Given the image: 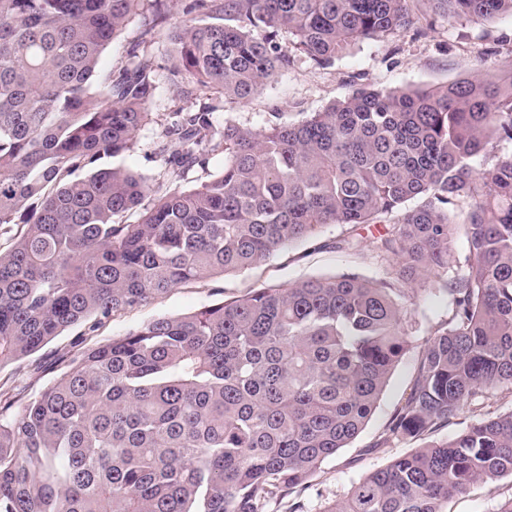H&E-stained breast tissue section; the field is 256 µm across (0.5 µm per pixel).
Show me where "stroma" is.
<instances>
[{"label": "stroma", "instance_id": "35a3bbf8", "mask_svg": "<svg viewBox=\"0 0 512 512\" xmlns=\"http://www.w3.org/2000/svg\"><path fill=\"white\" fill-rule=\"evenodd\" d=\"M412 8L418 18L417 28L363 41L326 67L291 53L288 67L265 81L249 101L233 102L218 94L210 95L207 101L218 106V119L243 127L261 126L273 112L296 122L359 87L393 90L443 86L475 70L496 75L512 59V16L493 20L462 16L450 21L432 11L427 0H414ZM139 32L140 22L135 19L115 35L100 57L95 85H102L109 73L127 64V52ZM152 52L158 92L147 105L148 119L137 132L132 149L114 158L113 163L144 177L155 190L190 189L222 169L224 151L219 148L210 152L205 165L194 166L181 175L160 153L158 146L173 113L197 110L204 100L188 95L184 83L171 81L172 59L165 33H158ZM350 233L346 226H328L314 240L293 245L255 267L174 288L102 319L92 329L84 323L70 327L21 361L1 367L0 392L30 401L53 382L62 370V359L77 354L79 346L107 343L157 317L191 313L257 289L284 288L310 277L355 273L369 279H387L390 263L378 257L376 250L379 227L359 228L362 248L357 253L335 246L336 240ZM418 355V349H410L396 367L371 419L349 445L327 459L305 486L272 504V512H290L297 502L304 503L307 512H322L326 504L342 498L362 476L412 450V443H387L383 436L408 390ZM511 497L510 477L479 482L466 493L450 498L448 512H495L501 501Z\"/></svg>", "mask_w": 512, "mask_h": 512}]
</instances>
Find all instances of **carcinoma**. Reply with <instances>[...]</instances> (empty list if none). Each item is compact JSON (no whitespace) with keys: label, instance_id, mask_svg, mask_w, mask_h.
Here are the masks:
<instances>
[{"label":"carcinoma","instance_id":"cac0c4a2","mask_svg":"<svg viewBox=\"0 0 512 512\" xmlns=\"http://www.w3.org/2000/svg\"><path fill=\"white\" fill-rule=\"evenodd\" d=\"M128 63L102 89L103 50L141 0H0V367L92 316L247 269L330 224L381 225L390 277H314L159 317L90 346L20 409L0 394V512H267L362 430L410 350L418 289L439 273L430 329L384 441L481 415L359 479L320 512H445L512 477V70L435 88H357L305 119L214 124L176 112L159 151L178 172L219 139L224 166L173 190L121 167L157 89L149 0ZM410 0H192L210 21L169 28L175 74L236 102L288 66L278 35L325 65L414 25ZM444 16H512V0H432ZM261 29L257 38L253 30ZM466 246L456 258L454 238Z\"/></svg>","mask_w":512,"mask_h":512}]
</instances>
